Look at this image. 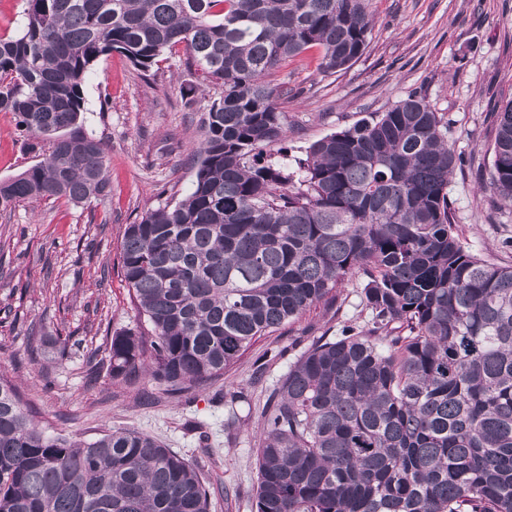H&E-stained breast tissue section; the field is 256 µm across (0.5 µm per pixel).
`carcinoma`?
Listing matches in <instances>:
<instances>
[{"instance_id":"1","label":"carcinoma","mask_w":512,"mask_h":512,"mask_svg":"<svg viewBox=\"0 0 512 512\" xmlns=\"http://www.w3.org/2000/svg\"><path fill=\"white\" fill-rule=\"evenodd\" d=\"M24 15L0 37V112L39 160L0 181V210L107 195L104 149L80 126L99 58L144 75L183 43L187 68L220 86L186 195L125 227L147 330L112 335V378L180 395L359 277L362 323L313 338L267 397L256 512H512V267L451 223L459 159L438 113L410 96L293 165L263 157L285 136L282 63L317 46L320 72L349 68L370 0H25ZM482 188L512 205V99ZM209 508L198 468L151 436L49 433L0 377V512Z\"/></svg>"}]
</instances>
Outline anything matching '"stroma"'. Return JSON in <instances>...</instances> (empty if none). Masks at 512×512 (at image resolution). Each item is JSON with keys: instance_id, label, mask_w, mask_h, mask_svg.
<instances>
[{"instance_id": "1", "label": "stroma", "mask_w": 512, "mask_h": 512, "mask_svg": "<svg viewBox=\"0 0 512 512\" xmlns=\"http://www.w3.org/2000/svg\"><path fill=\"white\" fill-rule=\"evenodd\" d=\"M371 10L370 43L348 69L321 73L320 51L312 48L276 73L286 136L272 161L302 156L371 113L424 97L461 159L448 185L452 224L481 258L512 266V207L479 187L492 164L498 108L512 96V0H372ZM185 57L177 45L143 77L115 52L88 74L81 130L105 148L107 197L86 204L31 200L0 210V376L17 387L40 427L86 442L118 428L150 435L199 465L210 512H255L265 391L312 337L362 320L358 280L258 339L221 380L178 397L140 378L112 379L104 367L90 374L87 365L89 356L105 358L114 332L142 323L121 275L125 225L181 199L194 178L192 152L218 87L189 75ZM190 79L198 89L188 106L180 88ZM36 160L12 114L0 112V180ZM32 326L42 330L33 357ZM63 337L69 344L62 353ZM237 390L250 393L252 404L239 406L228 432L224 395Z\"/></svg>"}]
</instances>
